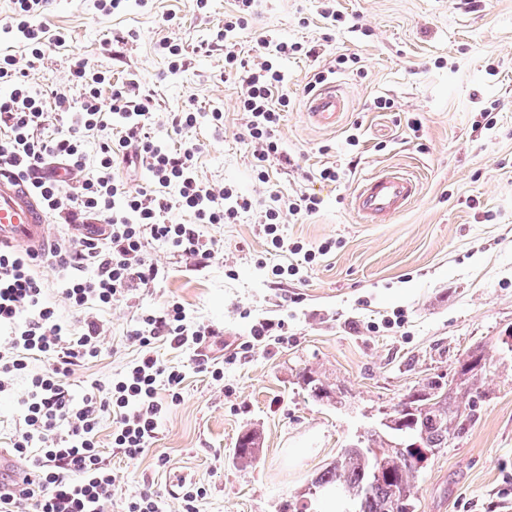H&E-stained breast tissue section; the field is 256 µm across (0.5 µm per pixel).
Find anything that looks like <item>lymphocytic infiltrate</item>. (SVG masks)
Segmentation results:
<instances>
[{"mask_svg": "<svg viewBox=\"0 0 512 512\" xmlns=\"http://www.w3.org/2000/svg\"><path fill=\"white\" fill-rule=\"evenodd\" d=\"M48 2L12 0V16L0 25V35L19 40L25 51L21 57L0 54V165L27 183L48 215L97 227L54 239L39 257L21 248L0 250V393L11 391L16 378L25 379L9 449L31 476L15 493L12 476L0 475V512H105L119 476L104 458L103 418L112 419L113 447L132 460L142 456L162 416L180 402L186 378L159 359L156 344L195 351L215 334L181 302L168 301L162 314L138 315L127 332L126 343L139 351L135 361L110 382H76L77 368L108 349L111 328L103 311L164 279L147 244L207 260L214 242L204 238L201 225L236 224L251 215L274 252L292 258L272 265V275L295 277L315 255L288 241L281 225L288 214H315L321 201L313 193L273 190L259 206L233 185L203 182L199 145L176 149L152 137L153 98L136 77L114 83L78 60L70 70L78 97L35 89L30 70L49 47L67 42L63 30H48L44 23ZM254 6L255 0H231L213 40L224 45V72L237 85L245 116L243 141L256 180L266 185L272 161H292L279 136L292 103L281 63L317 51L267 33L242 52L239 36ZM92 139L93 154L87 151ZM137 167L150 180L133 191L124 171ZM176 210L189 213L192 223L170 222ZM51 273L74 321L61 319L45 301Z\"/></svg>", "mask_w": 512, "mask_h": 512, "instance_id": "f902f5d3", "label": "lymphocytic infiltrate"}]
</instances>
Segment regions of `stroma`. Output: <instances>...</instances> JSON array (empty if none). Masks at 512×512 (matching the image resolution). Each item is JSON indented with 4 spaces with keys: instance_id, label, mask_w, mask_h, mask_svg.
I'll return each mask as SVG.
<instances>
[{
    "instance_id": "stroma-1",
    "label": "stroma",
    "mask_w": 512,
    "mask_h": 512,
    "mask_svg": "<svg viewBox=\"0 0 512 512\" xmlns=\"http://www.w3.org/2000/svg\"><path fill=\"white\" fill-rule=\"evenodd\" d=\"M322 0H259L240 34L250 48L261 33L318 45L316 58L283 62L293 104L280 138L304 169H345V179L316 185L319 211L286 218L289 240L317 256L304 278H274L279 256L251 218L207 224L217 244L204 263L155 244L149 256L166 274L155 288L104 312L113 339L141 312L162 313L166 301L184 304L218 335L208 360L223 362L224 378L197 372L193 351L162 345L165 363L183 367L182 400L160 421L151 446L138 459L109 447L105 456L121 483L122 499L151 487L178 512L182 480L206 489L202 512H326V497L312 480L342 448L380 428L394 407L420 383L455 377L475 348L491 354L484 396L471 424L449 447L429 455L416 488L417 512H512V0H338L343 21L328 31ZM226 0L193 10L189 0H153L104 16L93 0H54L46 15L68 42L51 48L29 74L31 85L69 96L70 66L82 59L112 81L138 75L155 111L224 112L223 129L208 120L178 134L165 123L156 138L177 147L200 144L198 171L212 184L266 197L254 179L240 135L245 123L236 86L224 77V49L200 48L224 21ZM174 22H167L168 14ZM136 31L128 40L127 31ZM164 37L178 39L184 65L170 72L154 51ZM357 55L358 70L333 73L349 96V109L333 130L311 125L304 88L330 70L336 57ZM393 99L391 112L372 110L376 97ZM493 108L492 127L481 112ZM422 116L412 130L410 114ZM358 134V146L346 138ZM385 168L417 176L420 193L385 224L358 223L349 207L357 181ZM327 254H319L324 243ZM284 322L279 340H254L259 320ZM313 370L334 388L332 398L311 397L299 374ZM261 435L256 462L234 457L238 436Z\"/></svg>"
}]
</instances>
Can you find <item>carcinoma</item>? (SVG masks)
Returning <instances> with one entry per match:
<instances>
[{
  "instance_id": "carcinoma-1",
  "label": "carcinoma",
  "mask_w": 512,
  "mask_h": 512,
  "mask_svg": "<svg viewBox=\"0 0 512 512\" xmlns=\"http://www.w3.org/2000/svg\"><path fill=\"white\" fill-rule=\"evenodd\" d=\"M471 351L460 362L466 379L450 387L437 380L410 391L402 399V410L395 413L394 425L370 432L366 438L343 449L335 462L325 467L312 481L317 490L336 491L352 501V512H416L415 484L419 468L407 448L400 444L409 437L419 440L431 451L448 447V438L464 428L473 416L477 399L483 396L478 386L485 366L473 360ZM305 386L313 397L322 399L332 393L330 385L310 371L302 374ZM260 433L249 429L236 442L239 464L256 461ZM383 448L381 460L373 458V449Z\"/></svg>"
}]
</instances>
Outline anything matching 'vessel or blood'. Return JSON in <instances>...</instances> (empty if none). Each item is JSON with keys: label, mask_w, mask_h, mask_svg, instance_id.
Instances as JSON below:
<instances>
[{"label": "vessel or blood", "mask_w": 512, "mask_h": 512, "mask_svg": "<svg viewBox=\"0 0 512 512\" xmlns=\"http://www.w3.org/2000/svg\"><path fill=\"white\" fill-rule=\"evenodd\" d=\"M348 110L342 88L327 84L306 104L310 121L333 128ZM420 184L414 176L386 169L364 177L351 196V208L363 224H383L405 212L417 198ZM52 235L48 216L39 201L10 173L0 170V249L19 246L32 252L46 246Z\"/></svg>", "instance_id": "obj_1"}]
</instances>
